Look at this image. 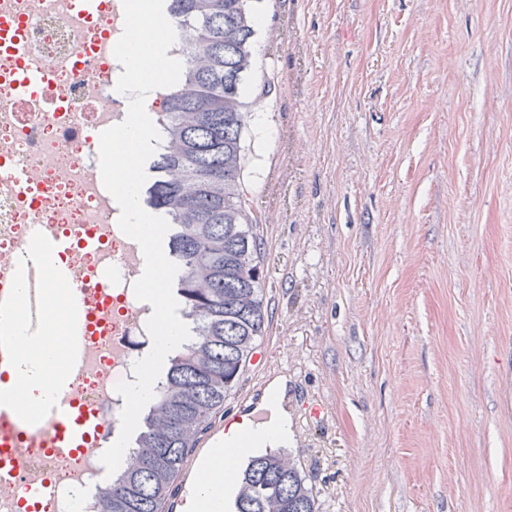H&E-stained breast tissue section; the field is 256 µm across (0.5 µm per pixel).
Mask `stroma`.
<instances>
[{"instance_id": "35a3bbf8", "label": "stroma", "mask_w": 512, "mask_h": 512, "mask_svg": "<svg viewBox=\"0 0 512 512\" xmlns=\"http://www.w3.org/2000/svg\"><path fill=\"white\" fill-rule=\"evenodd\" d=\"M244 182L319 512H512V0H259Z\"/></svg>"}]
</instances>
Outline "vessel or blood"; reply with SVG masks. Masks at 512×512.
Masks as SVG:
<instances>
[{"label":"vessel or blood","instance_id":"obj_1","mask_svg":"<svg viewBox=\"0 0 512 512\" xmlns=\"http://www.w3.org/2000/svg\"><path fill=\"white\" fill-rule=\"evenodd\" d=\"M48 82L45 71L30 69L17 80L20 98H28L44 90ZM41 240H33L21 253L19 265L23 272L24 292L20 295L0 296V362L14 361L18 346L16 339L17 314H24L31 324L41 318L44 290V254ZM89 326L87 316L79 307H72L67 315L68 355L72 368L85 362L83 339ZM55 417L53 447L80 451L86 448L98 431L94 420L83 416L78 399L51 400L46 405ZM47 493L44 484H30L18 491L22 512H39V505Z\"/></svg>","mask_w":512,"mask_h":512}]
</instances>
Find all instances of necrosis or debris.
<instances>
[{
  "mask_svg": "<svg viewBox=\"0 0 512 512\" xmlns=\"http://www.w3.org/2000/svg\"><path fill=\"white\" fill-rule=\"evenodd\" d=\"M1 16L21 24L23 51L0 50V168L28 167L33 181L22 194L0 178V294L21 288L16 257L34 237L73 240V253L59 261L70 267L89 315L90 363L69 371L67 394L83 403L99 428L90 448L74 454L48 447L51 416L34 424L19 416L0 422V441L16 433L27 438L9 480H0V512H16L14 488L30 482L48 487L43 512H96L99 457L124 405L115 386L133 380L132 366L151 343L149 310L132 288L141 274V251L120 230V209L103 183L85 184L99 170L95 135L125 118L115 90L123 67L113 54L123 32V4L106 0L90 22L72 15L69 0H0ZM28 65L46 70L48 90L23 101L16 74ZM88 238L96 248H84Z\"/></svg>",
  "mask_w": 512,
  "mask_h": 512,
  "instance_id": "4bbe7bcc",
  "label": "necrosis or debris"
}]
</instances>
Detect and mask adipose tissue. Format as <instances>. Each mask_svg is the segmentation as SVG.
I'll return each mask as SVG.
<instances>
[{
  "mask_svg": "<svg viewBox=\"0 0 512 512\" xmlns=\"http://www.w3.org/2000/svg\"><path fill=\"white\" fill-rule=\"evenodd\" d=\"M66 348V329L57 321H47L37 338L19 331L17 359L0 373V390L28 415H39L61 373L60 362ZM289 434L287 417L275 411L266 422L247 424L239 432L224 436L207 451L203 464L194 471L181 512H224L226 501L235 490L234 474L243 457L287 443Z\"/></svg>",
  "mask_w": 512,
  "mask_h": 512,
  "instance_id": "adipose-tissue-1",
  "label": "adipose tissue"
}]
</instances>
